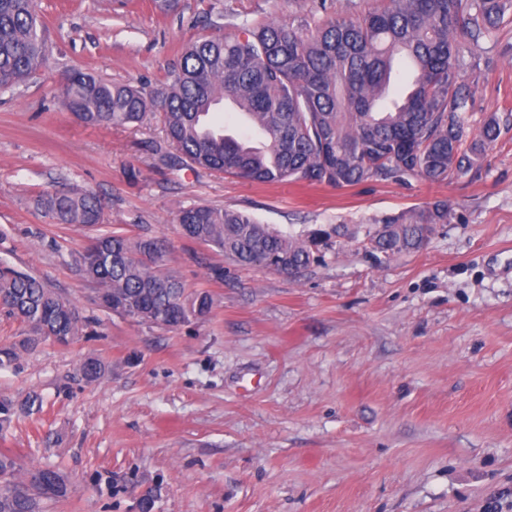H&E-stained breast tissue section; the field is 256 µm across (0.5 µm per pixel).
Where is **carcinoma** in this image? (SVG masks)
<instances>
[{
    "label": "carcinoma",
    "instance_id": "1",
    "mask_svg": "<svg viewBox=\"0 0 512 512\" xmlns=\"http://www.w3.org/2000/svg\"><path fill=\"white\" fill-rule=\"evenodd\" d=\"M512 0H382L361 14L311 25L270 21L230 37L187 46L158 87L114 83L89 72L70 74L61 95L86 126H130L153 112L176 151L171 166L217 171L257 184L305 183L336 188L368 180L444 182L481 165L502 133L497 115L471 131L468 91L458 80L466 63L461 40L473 44L505 22ZM411 73L402 96L390 93L396 60ZM47 63L37 28L36 0H0V89L28 79ZM247 116L264 137L214 128L223 106ZM37 207L57 224L103 223L93 196L70 189L41 194ZM448 202L386 218L366 231V248L391 259L418 251L437 224L448 223ZM176 223L192 240L211 245L242 266L297 274L322 260L310 238L286 235L252 215L204 204L180 210ZM162 243L123 233L91 237L73 262L96 287L109 312L166 329L210 314L212 296L189 294L164 263ZM0 309L23 326L24 338L0 347V368L20 352L57 338L79 340L85 319L68 298L7 264L0 266ZM0 453V512H43L69 494L55 470L25 480Z\"/></svg>",
    "mask_w": 512,
    "mask_h": 512
}]
</instances>
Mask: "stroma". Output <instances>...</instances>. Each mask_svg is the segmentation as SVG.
I'll return each instance as SVG.
<instances>
[{
  "mask_svg": "<svg viewBox=\"0 0 512 512\" xmlns=\"http://www.w3.org/2000/svg\"><path fill=\"white\" fill-rule=\"evenodd\" d=\"M371 2L37 0L48 64L0 91V262L72 300L87 327L0 369L14 408L0 451L67 480L46 512H136L148 488L154 512H512V128L444 183L256 184L172 170L158 118L87 127L60 96L75 69L156 85L189 43ZM510 45L511 23L462 45L484 61L461 73L472 130L512 115ZM72 188L100 199L101 231L164 240L211 313L169 330L98 306L73 265L92 229L33 202ZM437 200L452 213L422 250L380 262L365 249L368 228ZM193 204L324 229L330 246L293 277L241 266L182 235ZM88 359L100 378L83 376Z\"/></svg>",
  "mask_w": 512,
  "mask_h": 512,
  "instance_id": "35a3bbf8",
  "label": "stroma"
}]
</instances>
